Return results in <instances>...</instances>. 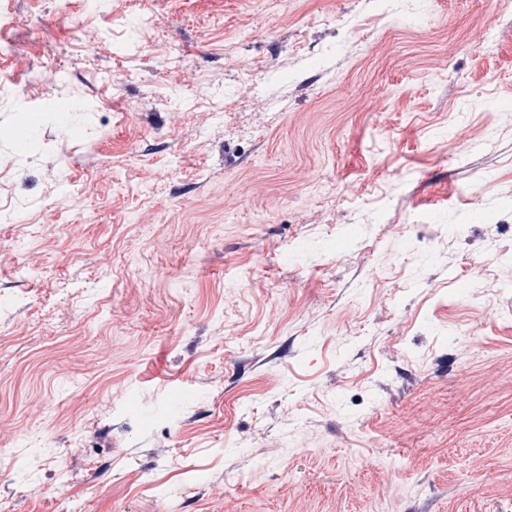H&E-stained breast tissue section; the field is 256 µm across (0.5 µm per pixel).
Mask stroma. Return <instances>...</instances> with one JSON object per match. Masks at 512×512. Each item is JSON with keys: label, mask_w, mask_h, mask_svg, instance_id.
<instances>
[{"label": "stroma", "mask_w": 512, "mask_h": 512, "mask_svg": "<svg viewBox=\"0 0 512 512\" xmlns=\"http://www.w3.org/2000/svg\"><path fill=\"white\" fill-rule=\"evenodd\" d=\"M0 428L10 512H512V0H0Z\"/></svg>", "instance_id": "obj_1"}]
</instances>
